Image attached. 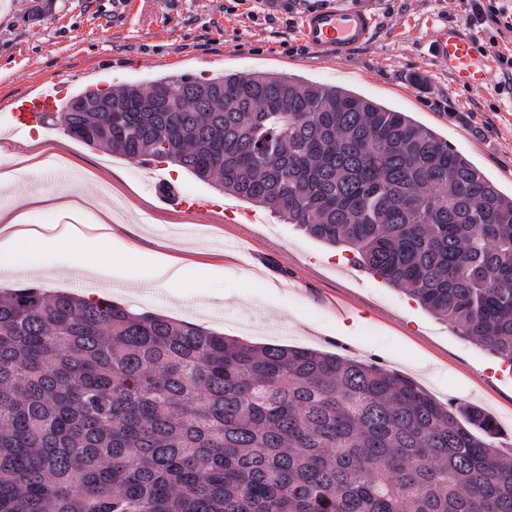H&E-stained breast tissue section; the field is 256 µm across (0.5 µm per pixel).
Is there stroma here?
I'll return each instance as SVG.
<instances>
[{
    "instance_id": "obj_1",
    "label": "stroma",
    "mask_w": 512,
    "mask_h": 512,
    "mask_svg": "<svg viewBox=\"0 0 512 512\" xmlns=\"http://www.w3.org/2000/svg\"><path fill=\"white\" fill-rule=\"evenodd\" d=\"M359 2L378 15L379 29L371 43L334 64L303 48L297 22L306 8L287 0H242L232 14L224 11L225 0H0V155L25 165L48 152L63 160L0 186V197L21 191L35 197L32 222L52 224L48 198L68 188L97 198L110 185L112 225L134 248L142 272L134 286L107 272L88 278L72 268L62 246L23 257L0 275V286L34 284L49 295L91 289L255 345L375 361L440 402L480 406L511 443L512 369L405 292L361 269L347 273V253L176 168L179 192L257 217L253 224L199 223L192 236L177 237L183 217L152 199L138 160L90 148L59 128L23 137L6 130L9 105L50 82H66L71 96L171 74L289 73L410 113L512 195V88L505 76L495 68L487 87H460L432 61L434 34L462 24L461 7L448 0ZM234 240L241 251L225 255V242ZM157 252L194 267H223L224 275L187 279L180 299H172L152 278L149 258Z\"/></svg>"
}]
</instances>
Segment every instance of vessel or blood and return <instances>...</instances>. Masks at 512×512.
<instances>
[{"label": "vessel or blood", "mask_w": 512, "mask_h": 512, "mask_svg": "<svg viewBox=\"0 0 512 512\" xmlns=\"http://www.w3.org/2000/svg\"><path fill=\"white\" fill-rule=\"evenodd\" d=\"M378 22L375 13L357 6L325 7L306 13L300 26V37L311 49L333 61H343L351 52L369 43ZM433 61L441 70L449 72L463 87L484 86L488 83L491 60L480 45L460 26H451L433 37ZM61 97L60 87L14 103L10 115L11 134H26L43 127V114ZM144 180L153 196L164 197L176 213L209 221L232 222L229 209L216 201L183 193H162L165 183L162 167L151 160L141 161Z\"/></svg>", "instance_id": "1"}]
</instances>
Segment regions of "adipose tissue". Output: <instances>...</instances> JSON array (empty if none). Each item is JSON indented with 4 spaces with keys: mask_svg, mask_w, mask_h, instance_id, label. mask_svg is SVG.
Segmentation results:
<instances>
[{
    "mask_svg": "<svg viewBox=\"0 0 512 512\" xmlns=\"http://www.w3.org/2000/svg\"><path fill=\"white\" fill-rule=\"evenodd\" d=\"M33 199L21 196L16 209L0 213V222L9 225L8 233L0 235V271H10L20 254L48 252L67 243L85 273H98L112 265L116 258H126L127 269H134L133 250L112 229L109 209L100 208L76 192H69L54 203L58 216L54 224H34L29 207ZM155 281L168 290H175L191 277L207 279L216 275V268L199 269L166 254H155L151 260Z\"/></svg>",
    "mask_w": 512,
    "mask_h": 512,
    "instance_id": "ef3b65f1",
    "label": "adipose tissue"
}]
</instances>
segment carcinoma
<instances>
[{
  "instance_id": "obj_1",
  "label": "carcinoma",
  "mask_w": 512,
  "mask_h": 512,
  "mask_svg": "<svg viewBox=\"0 0 512 512\" xmlns=\"http://www.w3.org/2000/svg\"><path fill=\"white\" fill-rule=\"evenodd\" d=\"M50 124L346 249L512 367V196L407 113L224 73L85 92ZM500 435L377 362L0 290V512H512Z\"/></svg>"
}]
</instances>
